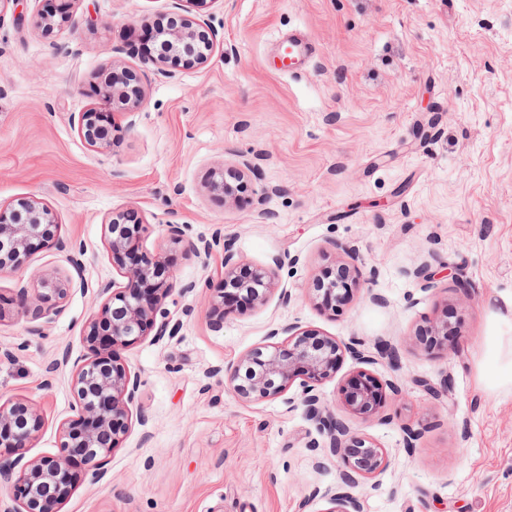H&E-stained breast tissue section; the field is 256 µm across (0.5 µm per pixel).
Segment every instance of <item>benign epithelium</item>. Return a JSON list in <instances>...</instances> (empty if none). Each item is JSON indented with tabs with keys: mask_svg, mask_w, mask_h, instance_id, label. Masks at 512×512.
<instances>
[{
	"mask_svg": "<svg viewBox=\"0 0 512 512\" xmlns=\"http://www.w3.org/2000/svg\"><path fill=\"white\" fill-rule=\"evenodd\" d=\"M37 24L47 31L74 27L73 16L42 15ZM164 50L152 59L158 69L167 63L181 61L186 66L207 62L217 34L186 19L180 25L161 33ZM135 78L112 80L103 90V103L121 108L142 102L141 90ZM70 121L77 126L84 140L95 147L104 140L107 129L100 125L102 114L91 107ZM55 218L51 211L36 201L19 203V207L0 208V274L21 267L30 254L33 241L44 246L50 243ZM112 257L125 266L127 282L116 288L106 284L101 293L107 295L95 316L83 329L82 341L90 356L76 364L73 375L74 410L77 419L62 427L60 451L55 456L34 461L0 462V478L11 484L16 492V507L9 512H59L57 505L71 490L69 468L71 458L78 457L91 471L93 478L104 474L112 450L119 444L120 434L132 418V406L139 389L138 375L117 362L115 349L145 339L155 331L153 341L174 335L178 324H170L163 300L177 288V282L160 259L154 261L134 255V243L145 230L141 223L125 224L117 216L109 224ZM358 271L340 266L336 277L316 284L329 302H346L349 291L357 285ZM32 282L40 287H52L56 301L44 306L46 295L37 291L26 298L24 312L34 311L38 319L51 320L60 314L68 286L73 278L66 272L54 277L35 269ZM274 279L273 270H255L242 278L236 272L232 250L224 249V279L219 286L222 300L239 301L237 293L262 301ZM288 348L278 346L271 351L255 350L225 369L234 392L244 400L272 399L287 390L294 382L302 388L303 402L310 416L321 421L327 434L329 454L341 456L345 469L339 471L341 484H356V477H375L383 468L384 449L365 437L357 435L349 424L336 417L315 392V386L336 372L342 357V346L331 338H321L312 332L292 333ZM380 385L368 374L353 375L343 388V404L354 415L368 417L376 413L381 403ZM40 420L23 401L0 405V447L10 450L26 448L36 437Z\"/></svg>",
	"mask_w": 512,
	"mask_h": 512,
	"instance_id": "1",
	"label": "benign epithelium"
}]
</instances>
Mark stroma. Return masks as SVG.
<instances>
[{
    "mask_svg": "<svg viewBox=\"0 0 512 512\" xmlns=\"http://www.w3.org/2000/svg\"><path fill=\"white\" fill-rule=\"evenodd\" d=\"M50 7L21 0L0 14V205L33 199L57 222L52 245L0 275V349L13 353L0 360V404L25 401L43 419L25 459L58 453L98 286L125 282L112 216L137 215L140 253L191 287L164 301L176 336L117 348L140 378L136 419L104 479L75 467L60 512H330L344 464L326 455L299 385L245 401L224 377L284 343L275 327L347 347L317 392L386 452L383 470L349 489L362 512H512V388L478 378L489 313L512 320V0H208L190 15L225 45L170 76L144 38L180 15L179 0H76L75 28L48 32L35 21ZM291 32L316 45L299 76L281 68ZM115 67L145 99L115 113L95 148L69 116L100 105L94 87ZM246 160V190H211ZM260 197L269 218L255 215ZM172 222L186 240L221 235L241 270H274L266 300L215 308L224 250L186 255ZM71 243L85 248V287L52 322L26 316L30 271L69 270ZM343 263L360 284L335 310L315 283ZM421 266L430 282L415 277ZM443 321L457 351L420 338ZM381 341L398 366L378 356ZM360 371L384 392L365 419L341 403ZM446 379L441 399L423 388Z\"/></svg>",
    "mask_w": 512,
    "mask_h": 512,
    "instance_id": "35a3bbf8",
    "label": "stroma"
}]
</instances>
